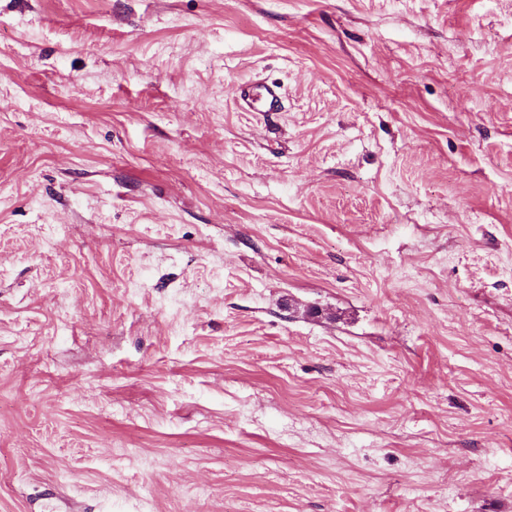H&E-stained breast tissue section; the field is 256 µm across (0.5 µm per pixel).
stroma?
Wrapping results in <instances>:
<instances>
[{"label":"stroma","instance_id":"obj_1","mask_svg":"<svg viewBox=\"0 0 512 512\" xmlns=\"http://www.w3.org/2000/svg\"><path fill=\"white\" fill-rule=\"evenodd\" d=\"M0 512H512V0H0ZM256 87L251 84L239 86L237 91L239 106L253 112H278L282 106L280 87L274 82L262 84L260 98L255 95Z\"/></svg>","mask_w":512,"mask_h":512}]
</instances>
